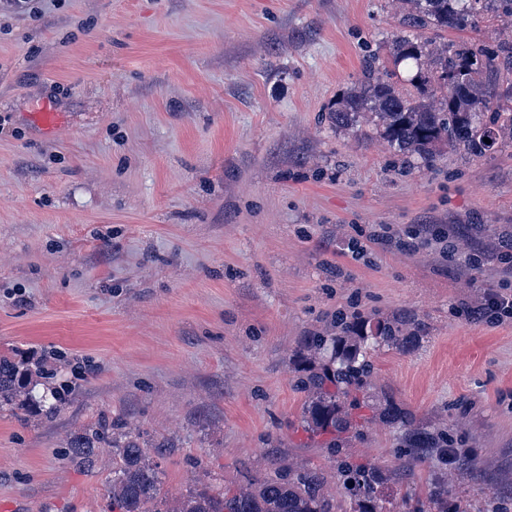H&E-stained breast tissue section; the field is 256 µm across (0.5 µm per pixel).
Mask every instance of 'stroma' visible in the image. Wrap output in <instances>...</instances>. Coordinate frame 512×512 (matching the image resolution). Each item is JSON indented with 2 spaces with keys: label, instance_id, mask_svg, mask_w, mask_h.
<instances>
[{
  "label": "stroma",
  "instance_id": "obj_1",
  "mask_svg": "<svg viewBox=\"0 0 512 512\" xmlns=\"http://www.w3.org/2000/svg\"><path fill=\"white\" fill-rule=\"evenodd\" d=\"M407 32L393 0L0 7V355L46 360L64 390L53 418L0 415V512H111V449L65 456L101 418L170 446L166 497L275 458L332 474L294 369L339 318L370 334L401 313L421 336L372 354L346 448L397 469L409 429L444 433L457 459L424 453L393 504L444 480L469 512H512V322L463 314L512 289V145L404 166L328 118ZM421 224L455 258L400 247ZM388 399L410 428L379 420Z\"/></svg>",
  "mask_w": 512,
  "mask_h": 512
}]
</instances>
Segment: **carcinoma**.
Segmentation results:
<instances>
[{
  "label": "carcinoma",
  "instance_id": "1",
  "mask_svg": "<svg viewBox=\"0 0 512 512\" xmlns=\"http://www.w3.org/2000/svg\"><path fill=\"white\" fill-rule=\"evenodd\" d=\"M410 4L402 23L411 29L475 28L483 3L490 0H406ZM416 67L410 84L419 96L399 88L400 66ZM502 75L494 91L483 78ZM512 49L497 50L483 43H437L419 37H397L387 43V61L371 56L364 61L362 77L334 103L330 117L336 127L356 136L367 125L401 155L426 164L433 162L441 145L450 151L464 150L484 157L499 143L512 142ZM490 139L485 143L484 139ZM342 333L313 336L310 349L325 356L312 359L298 370L296 386L307 394L304 409L308 428L329 434L328 454L337 458L338 497L325 492L324 472L307 466L279 463L263 478L244 489H216L200 482L186 494L167 502L161 496L158 463L149 455L141 437L118 433L100 420L74 433L68 460L79 465L94 463L98 449H112V512H385L383 491L392 471L374 464L357 463L340 447V435L350 431L352 410L372 371L365 346L369 339L401 351L416 338L419 324L396 316L376 324L375 336L362 333L363 322L355 317L340 320ZM52 374L41 364L35 368L0 356V410L15 416L28 414L37 405L34 379ZM379 418L387 424L406 425L411 415L394 401L381 407ZM407 456L419 459L420 448H439L438 435L415 431L409 435ZM403 506L410 512H461L460 502L448 503V487L436 483L424 496H407Z\"/></svg>",
  "mask_w": 512,
  "mask_h": 512
}]
</instances>
